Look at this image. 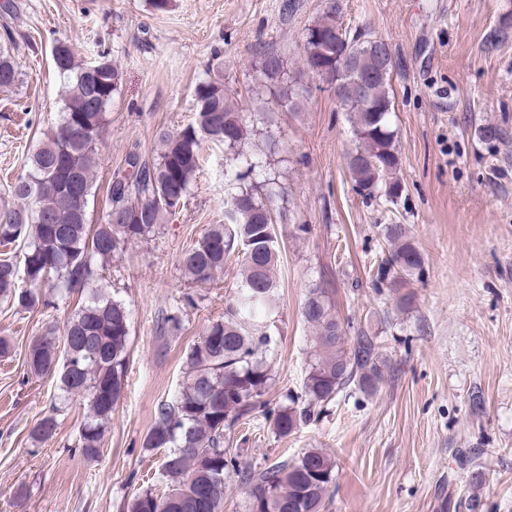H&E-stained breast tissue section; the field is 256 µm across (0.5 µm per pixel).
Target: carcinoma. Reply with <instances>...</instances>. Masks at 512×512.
I'll use <instances>...</instances> for the list:
<instances>
[{"instance_id": "1", "label": "carcinoma", "mask_w": 512, "mask_h": 512, "mask_svg": "<svg viewBox=\"0 0 512 512\" xmlns=\"http://www.w3.org/2000/svg\"><path fill=\"white\" fill-rule=\"evenodd\" d=\"M0 42V87H15L20 73L8 43ZM371 39L350 34L333 4L328 14L306 29L297 76H288L284 58L273 50L260 53L258 71L274 86L278 101L294 105L299 79L309 75L338 83L337 101L350 114L357 145L348 168L366 198H401L400 157L392 115L390 74L369 48ZM53 63L63 80L58 124L29 158V169L10 185L22 204L0 210V246L23 241L21 261L0 254V302L22 310L46 305L41 288L66 297L82 292L98 271L128 244L141 240L166 218L183 210L191 182L200 168L203 140L238 152L249 129L232 95L218 81H201L194 89V121L166 134L158 159L129 160L131 170L111 177L105 186L107 209L91 223L89 203L99 165L98 141L106 112L121 86V73L101 53L85 64L70 43L58 41ZM277 212L271 190L262 185L230 195L224 223L212 225L185 254L182 266L194 283H206L224 270L232 254L241 257L242 282L226 306L224 319L210 323L200 342L186 355L187 376L171 399L161 401L144 447L165 449L160 475L166 489H146L132 497L127 512H222L224 490L236 481L248 488L249 512H323L335 481V461L318 448L295 460L256 470L244 464L226 435L261 407L272 374L259 356L267 343L263 319L274 308L275 268L279 244ZM389 258L378 266V279L405 288L422 276L423 259L407 239L402 224L382 229ZM302 316L312 329V357L303 383V399L288 398L271 415L276 434L286 437L322 412L351 385L374 395L383 381L377 337H349L333 289L316 282L308 289ZM130 311L125 303L95 296L75 306L63 335L48 326L28 346L27 371L54 374L62 392L33 433L54 436L57 415L69 404L87 407L77 448L87 462L103 454L104 432L119 402L129 365ZM451 512H483L475 494L448 501Z\"/></svg>"}]
</instances>
